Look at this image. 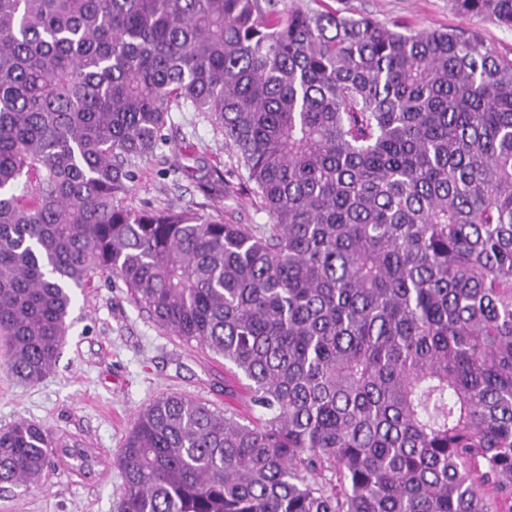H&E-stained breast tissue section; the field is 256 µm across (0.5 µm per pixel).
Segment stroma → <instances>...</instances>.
Returning a JSON list of instances; mask_svg holds the SVG:
<instances>
[{
  "label": "stroma",
  "instance_id": "obj_1",
  "mask_svg": "<svg viewBox=\"0 0 512 512\" xmlns=\"http://www.w3.org/2000/svg\"><path fill=\"white\" fill-rule=\"evenodd\" d=\"M327 2L338 13L369 16L388 26L404 22L416 30L474 29L501 57L512 60V29L458 14L451 0ZM166 133L173 148L142 166L129 206L220 210L240 224L267 223L259 199L241 190V171L208 121L175 110ZM189 161L196 167L191 177L182 169ZM215 169L238 187L234 199L202 192L201 181ZM69 323L53 371L34 384L11 374L0 346V427L22 419L36 422L59 443L91 449L99 463L87 474L72 459L59 458L39 486L0 489V512H118L123 475L114 460L140 409L168 394L217 409L245 405L223 357L161 327L118 278L99 273L76 289Z\"/></svg>",
  "mask_w": 512,
  "mask_h": 512
}]
</instances>
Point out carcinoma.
Wrapping results in <instances>:
<instances>
[{
	"instance_id": "obj_1",
	"label": "carcinoma",
	"mask_w": 512,
	"mask_h": 512,
	"mask_svg": "<svg viewBox=\"0 0 512 512\" xmlns=\"http://www.w3.org/2000/svg\"><path fill=\"white\" fill-rule=\"evenodd\" d=\"M512 28V0H453ZM266 224L125 204L173 108ZM121 279L247 412L170 394L120 512H512V61L477 33L272 0H0V341L36 383ZM50 433L0 428V484Z\"/></svg>"
}]
</instances>
